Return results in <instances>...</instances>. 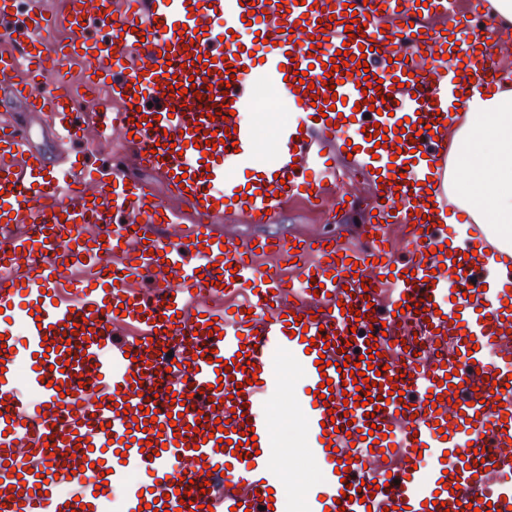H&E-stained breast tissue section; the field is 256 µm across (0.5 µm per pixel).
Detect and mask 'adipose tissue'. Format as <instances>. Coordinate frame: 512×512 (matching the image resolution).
Returning <instances> with one entry per match:
<instances>
[{"label":"adipose tissue","mask_w":512,"mask_h":512,"mask_svg":"<svg viewBox=\"0 0 512 512\" xmlns=\"http://www.w3.org/2000/svg\"><path fill=\"white\" fill-rule=\"evenodd\" d=\"M449 204L512 256V85L470 101L448 130Z\"/></svg>","instance_id":"1"}]
</instances>
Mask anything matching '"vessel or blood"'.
<instances>
[{
	"instance_id": "b4317fda",
	"label": "vessel or blood",
	"mask_w": 512,
	"mask_h": 512,
	"mask_svg": "<svg viewBox=\"0 0 512 512\" xmlns=\"http://www.w3.org/2000/svg\"><path fill=\"white\" fill-rule=\"evenodd\" d=\"M447 5L62 0L50 14L45 0H0L9 34L0 112L18 103L41 113L57 145L47 153L30 122L0 121V227L24 226L15 244L31 255L21 268L0 250V308L10 311L0 321L9 349L0 355V512H95L115 489L123 512H154L153 497L169 512H275L269 492L284 486L285 471L263 401L288 392L271 370L276 351L310 391L303 422L322 468L320 492L303 495L306 512H512V305L486 284L489 244L477 225L449 237L442 186L452 112L489 95L503 75L476 50L481 32L460 27ZM429 15L446 25L425 39ZM355 17L366 24L352 36L345 27ZM247 27L245 42L237 34ZM437 54L450 67L426 71ZM73 61L88 64L77 88L44 90V75ZM330 61L342 72L328 73ZM258 79L290 93L298 113L256 167V131L240 112ZM87 93L98 97L100 135H128L138 164L164 179L188 218L131 177L124 156L112 155L102 176L68 152L85 137ZM363 101L374 113L357 111ZM405 119L428 129H402ZM340 125L350 132L343 146ZM378 127L388 137L379 148L367 139ZM201 131L209 144L197 145ZM339 150L350 156L341 171L332 164ZM347 174L385 183L364 246L332 236L234 243L212 230L230 211L269 223L294 196L325 208L328 187ZM394 224L407 230L399 262ZM105 250L108 266L97 260ZM263 256L275 264L260 266ZM78 258L87 275L73 281L62 268ZM223 295L239 301L195 314L193 302ZM344 303L358 321H347ZM123 320L138 323V339L116 338ZM414 343L438 353L398 360ZM367 351V375L380 384L362 406L345 363ZM223 365L229 377H219ZM327 378L325 402L317 390ZM394 387L403 399L390 398ZM109 445L122 452L116 463L92 458V448ZM457 450L463 459L448 465L446 452ZM72 469L84 479L58 493L55 475ZM136 471L150 473L152 494L132 480Z\"/></svg>"
}]
</instances>
